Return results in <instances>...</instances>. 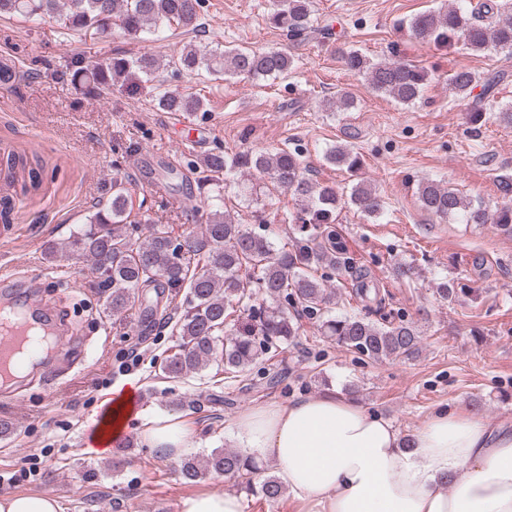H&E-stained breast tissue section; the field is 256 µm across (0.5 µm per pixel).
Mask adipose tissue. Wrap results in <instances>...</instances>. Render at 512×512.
<instances>
[{
    "mask_svg": "<svg viewBox=\"0 0 512 512\" xmlns=\"http://www.w3.org/2000/svg\"><path fill=\"white\" fill-rule=\"evenodd\" d=\"M135 384L114 390L103 417L120 439L135 408ZM233 437L243 457L273 462L309 512H512V423L490 426L457 404L434 410L403 440L394 425L356 401L316 394L241 414ZM142 442L170 459L187 448L176 415L144 421Z\"/></svg>",
    "mask_w": 512,
    "mask_h": 512,
    "instance_id": "1",
    "label": "adipose tissue"
}]
</instances>
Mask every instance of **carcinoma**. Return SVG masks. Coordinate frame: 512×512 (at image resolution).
<instances>
[{"label": "carcinoma", "mask_w": 512, "mask_h": 512, "mask_svg": "<svg viewBox=\"0 0 512 512\" xmlns=\"http://www.w3.org/2000/svg\"><path fill=\"white\" fill-rule=\"evenodd\" d=\"M203 4L204 0H0V17L59 19L67 30L85 35L103 34L116 26L127 38L138 40L161 21L187 31L198 29ZM312 6L313 0H275L268 23L293 40H306L315 32ZM401 28L416 39L456 44L472 53H512V6L497 0H483L476 6L457 0L446 11L418 13L401 23ZM338 55L349 71L364 75L377 94L402 104H411L422 95L427 72L416 64L399 59L372 63L352 48H342ZM177 63L191 73L203 70L213 75L278 78L293 70L294 57L273 48L218 53L189 44L179 52ZM158 68L157 59L146 54L103 60L76 56L69 66L73 80L88 95L126 81L133 71L150 78ZM478 82L468 69H458L449 78L451 90L460 98L469 97ZM158 106L167 112L191 114L203 110L204 102L193 95L164 93ZM324 158L352 177L362 167L359 153L349 144L330 147ZM191 167L200 173L199 186L208 187L203 200L206 219L182 255H177V237L164 227H153L144 238L136 234V228L150 218L133 213L125 179L119 176L112 178L107 207L92 214L72 240L48 250L51 259L65 252L90 260L97 288L106 295L107 309L114 314L138 303L142 316L149 318L157 314L165 292L184 293L175 318L180 343L160 360L161 375L185 378L212 364L233 378L246 375L261 356L299 335V324L291 313L298 308L317 323L322 336L370 361L406 359L419 351L421 335L411 322L390 315L374 322L366 315H335L328 310L325 283L333 281L336 273L351 276L355 295L365 309L383 303L378 285L355 264L334 227L337 210L346 204L368 218L382 215L386 201L380 192L359 180L349 195H343L336 184L311 177L295 148L273 154L248 150L232 156L218 150ZM243 167L256 172L273 190L289 191L301 202L289 242L280 248L271 241L264 219L253 230L224 211V176ZM497 188L502 203L493 210L473 205L435 181L419 183L417 194L421 208L435 218L493 224L512 235V178L500 177ZM436 292L443 300L455 302L470 289L449 279L439 283ZM257 471L256 464L239 452L224 448L213 450L202 461L187 457L180 463V473L189 482L226 477L248 492H260L267 501L279 499L284 487L278 478L267 476L257 486Z\"/></svg>", "instance_id": "1"}]
</instances>
